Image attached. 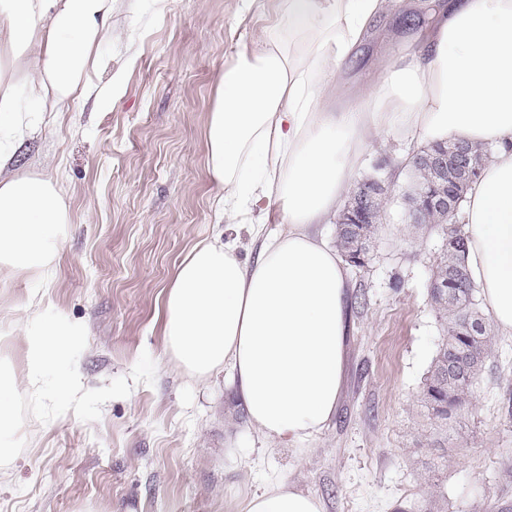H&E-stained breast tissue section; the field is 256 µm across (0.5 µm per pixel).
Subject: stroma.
<instances>
[{
  "label": "stroma",
  "mask_w": 512,
  "mask_h": 512,
  "mask_svg": "<svg viewBox=\"0 0 512 512\" xmlns=\"http://www.w3.org/2000/svg\"><path fill=\"white\" fill-rule=\"evenodd\" d=\"M240 0H118L90 82L101 103L36 112L15 143L18 168L59 180L71 222L43 301L45 315L79 324L75 395H31L25 328L35 289L0 271V360L21 386L0 467V512H238L279 479L323 512H512V337L494 352L471 405L446 430L419 401L443 336L428 303L445 236L405 220L413 143L383 137L353 180L389 186L371 262L347 267L348 331L338 405L303 447L265 437L228 371L197 382L165 352L163 301L177 264L198 242H234L255 259L248 230L225 231L223 192L206 169V127L217 74L241 35L277 14L240 15ZM110 85V84H109Z\"/></svg>",
  "instance_id": "35a3bbf8"
}]
</instances>
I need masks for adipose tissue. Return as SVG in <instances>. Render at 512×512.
Here are the masks:
<instances>
[{
  "instance_id": "ef3b65f1",
  "label": "adipose tissue",
  "mask_w": 512,
  "mask_h": 512,
  "mask_svg": "<svg viewBox=\"0 0 512 512\" xmlns=\"http://www.w3.org/2000/svg\"><path fill=\"white\" fill-rule=\"evenodd\" d=\"M400 0H280L278 19L238 43L216 79L207 169L226 226L279 207L286 231L264 236L254 261L228 244L196 245L164 298L165 348L191 378L229 369L250 422L293 446L336 411L348 283L314 224L329 223L362 155L397 132L494 146L463 204L465 264L499 333L512 335V0H439L426 34L404 41L366 86L337 84L375 20ZM112 29V0H0V137L26 120L18 92L57 110L94 88L86 73ZM0 148V269L48 283L71 221L60 183L7 173ZM28 331V388L82 334L37 318ZM242 512H322L285 482Z\"/></svg>"
}]
</instances>
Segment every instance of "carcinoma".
I'll return each mask as SVG.
<instances>
[{"label": "carcinoma", "instance_id": "obj_1", "mask_svg": "<svg viewBox=\"0 0 512 512\" xmlns=\"http://www.w3.org/2000/svg\"><path fill=\"white\" fill-rule=\"evenodd\" d=\"M492 147L473 146L471 165L481 173L492 157ZM413 190L438 183L453 184L464 201L472 182L462 177L453 163L436 167L412 163ZM460 208L451 212L429 213V223L441 228L449 243L436 257L428 283L432 310L444 328V338L424 378L420 401L428 419L437 427L449 424L469 404L474 389L493 352L490 316L481 310L477 286L471 281L464 260L465 232L457 224ZM379 225L346 224L336 232V246L341 254L350 253L356 240L362 241L363 255H352L356 264L370 258Z\"/></svg>", "mask_w": 512, "mask_h": 512}]
</instances>
